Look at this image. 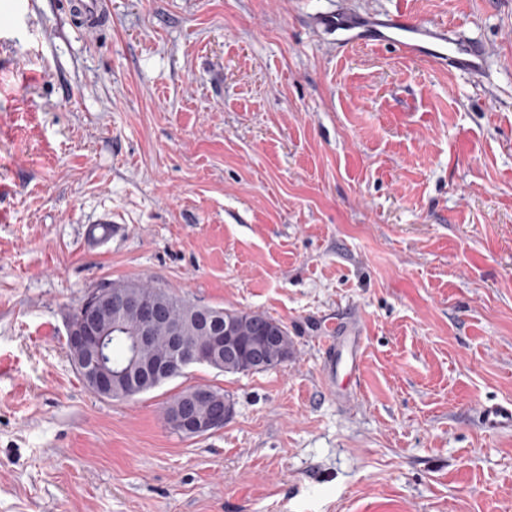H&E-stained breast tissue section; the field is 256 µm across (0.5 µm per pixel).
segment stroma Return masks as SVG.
I'll list each match as a JSON object with an SVG mask.
<instances>
[{"label": "stroma", "mask_w": 512, "mask_h": 512, "mask_svg": "<svg viewBox=\"0 0 512 512\" xmlns=\"http://www.w3.org/2000/svg\"><path fill=\"white\" fill-rule=\"evenodd\" d=\"M30 2L0 35V512H512V430L478 421L512 402V0H112L94 32ZM346 8L446 24L485 71L345 43L317 19ZM127 278L265 313L292 355L98 397L66 325ZM195 385L233 414L189 437L164 413ZM361 340V333L354 331L349 335L336 336V339L327 346L329 358L325 381L331 387H333V375L336 373V368L340 365L347 369L349 374L356 371L359 362L358 353Z\"/></svg>", "instance_id": "1"}]
</instances>
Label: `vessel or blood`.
I'll return each mask as SVG.
<instances>
[{"mask_svg": "<svg viewBox=\"0 0 512 512\" xmlns=\"http://www.w3.org/2000/svg\"><path fill=\"white\" fill-rule=\"evenodd\" d=\"M110 5L111 0H64V17L67 23L97 29L109 20ZM359 37L441 70L475 77L481 76L484 70V49L477 43L462 40L444 24L415 21L401 15L386 19L370 17L362 24ZM361 340L360 332L354 331L330 342L327 375H334L340 366L356 371ZM479 418L485 430L512 429V403L482 405Z\"/></svg>", "mask_w": 512, "mask_h": 512, "instance_id": "1", "label": "vessel or blood"}]
</instances>
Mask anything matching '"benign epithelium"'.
<instances>
[{
	"mask_svg": "<svg viewBox=\"0 0 512 512\" xmlns=\"http://www.w3.org/2000/svg\"><path fill=\"white\" fill-rule=\"evenodd\" d=\"M165 315L164 305L149 294H132L110 281L89 293L82 306L67 323L69 354L91 391L103 398H133L141 393V383L158 374H179L191 365L213 363L221 354H241L234 328L204 311L199 316L205 325L206 342L191 344L184 329L171 325L170 346L151 351L154 325ZM120 327L133 336L140 353L134 367L121 376L112 373V340L108 333ZM232 406L199 386L181 403L165 410L170 429L186 436H203L224 427Z\"/></svg>",
	"mask_w": 512,
	"mask_h": 512,
	"instance_id": "benign-epithelium-1",
	"label": "benign epithelium"
}]
</instances>
